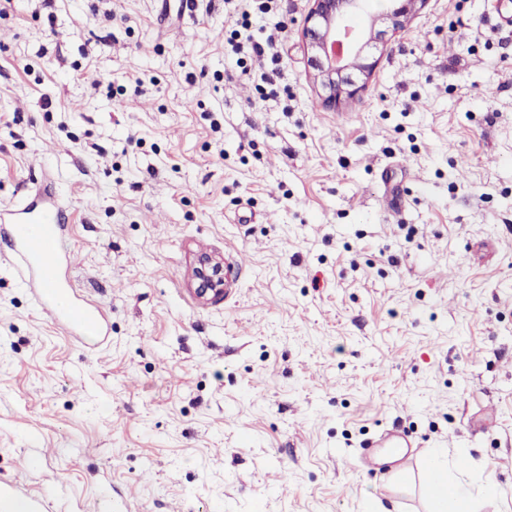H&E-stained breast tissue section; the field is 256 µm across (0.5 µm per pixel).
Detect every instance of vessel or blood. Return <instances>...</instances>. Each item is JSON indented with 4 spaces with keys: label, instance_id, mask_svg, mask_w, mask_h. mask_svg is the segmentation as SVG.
<instances>
[{
    "label": "vessel or blood",
    "instance_id": "vessel-or-blood-1",
    "mask_svg": "<svg viewBox=\"0 0 512 512\" xmlns=\"http://www.w3.org/2000/svg\"><path fill=\"white\" fill-rule=\"evenodd\" d=\"M67 222L60 205L38 196L0 211V239L8 243L25 287L44 311L72 335L84 336L92 327L102 336L106 329L100 311L70 290L67 271L74 257L60 248Z\"/></svg>",
    "mask_w": 512,
    "mask_h": 512
}]
</instances>
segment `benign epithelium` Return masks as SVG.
I'll return each instance as SVG.
<instances>
[{"label":"benign epithelium","instance_id":"1","mask_svg":"<svg viewBox=\"0 0 512 512\" xmlns=\"http://www.w3.org/2000/svg\"><path fill=\"white\" fill-rule=\"evenodd\" d=\"M427 0H389L383 12L367 9L366 0H313L303 37L311 53L312 79L328 106L350 99L365 88L376 61L370 50L386 34L399 32ZM197 296H224V263L211 254L197 255L193 267Z\"/></svg>","mask_w":512,"mask_h":512}]
</instances>
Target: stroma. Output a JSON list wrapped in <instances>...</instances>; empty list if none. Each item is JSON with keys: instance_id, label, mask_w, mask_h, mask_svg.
<instances>
[{"instance_id": "1", "label": "stroma", "mask_w": 512, "mask_h": 512, "mask_svg": "<svg viewBox=\"0 0 512 512\" xmlns=\"http://www.w3.org/2000/svg\"><path fill=\"white\" fill-rule=\"evenodd\" d=\"M512 0H428L325 106L311 0H11L0 208L69 211L67 335L0 257V512H512ZM249 22L278 58L234 51ZM398 193L402 208L389 210ZM232 270L201 303L197 254ZM404 431L387 463L368 440ZM430 508L428 512H477L469 487L461 482L449 485L448 470L435 458L430 464Z\"/></svg>"}]
</instances>
